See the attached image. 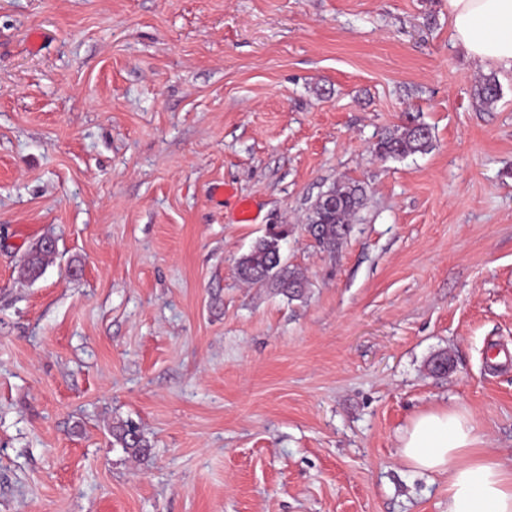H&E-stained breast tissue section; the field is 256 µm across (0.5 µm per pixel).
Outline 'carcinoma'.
Returning a JSON list of instances; mask_svg holds the SVG:
<instances>
[{"mask_svg":"<svg viewBox=\"0 0 512 512\" xmlns=\"http://www.w3.org/2000/svg\"><path fill=\"white\" fill-rule=\"evenodd\" d=\"M501 94V85L495 74H485L476 82L473 96L477 104L489 111L495 108ZM432 145L430 127L411 118L403 126L379 136L373 146L374 155L387 160L404 158L427 152ZM366 187L350 180L336 185L318 197L307 217L306 231L322 249L336 252L349 231L353 217L364 206ZM288 236V229L272 227L257 239L250 250L236 262L238 276L246 283L260 284L291 300L299 298L306 288L300 274L282 259L281 242ZM53 252L35 245L29 255L27 272L36 279ZM112 436L121 447L134 456L147 448L139 427L128 421L112 426Z\"/></svg>","mask_w":512,"mask_h":512,"instance_id":"carcinoma-1","label":"carcinoma"}]
</instances>
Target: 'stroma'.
Instances as JSON below:
<instances>
[{"mask_svg": "<svg viewBox=\"0 0 512 512\" xmlns=\"http://www.w3.org/2000/svg\"><path fill=\"white\" fill-rule=\"evenodd\" d=\"M484 72L447 0H0V512H447L398 455L435 407L511 461L512 70L488 112ZM410 113L430 150L373 156ZM347 180L329 253L305 224ZM273 225L302 298L236 274ZM501 94V85L495 74H485L476 82L473 96L484 110H492L497 105ZM366 187L350 180L318 197L307 217L306 231L322 249L336 252L349 231L353 217L364 206ZM112 436L117 443L126 451L134 456L144 454L149 448L139 427L132 422L121 421L112 427Z\"/></svg>", "mask_w": 512, "mask_h": 512, "instance_id": "1", "label": "stroma"}]
</instances>
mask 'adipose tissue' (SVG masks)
<instances>
[{"label":"adipose tissue","instance_id":"ef3b65f1","mask_svg":"<svg viewBox=\"0 0 512 512\" xmlns=\"http://www.w3.org/2000/svg\"><path fill=\"white\" fill-rule=\"evenodd\" d=\"M454 40L483 66L512 69V0H448ZM406 466L448 476V512H512V466L488 448L471 414H417L399 438Z\"/></svg>","mask_w":512,"mask_h":512}]
</instances>
